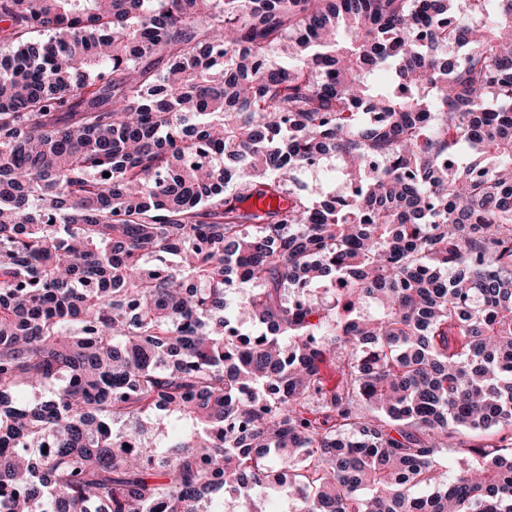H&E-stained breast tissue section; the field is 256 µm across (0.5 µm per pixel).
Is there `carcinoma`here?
Listing matches in <instances>:
<instances>
[{
	"label": "carcinoma",
	"mask_w": 512,
	"mask_h": 512,
	"mask_svg": "<svg viewBox=\"0 0 512 512\" xmlns=\"http://www.w3.org/2000/svg\"><path fill=\"white\" fill-rule=\"evenodd\" d=\"M0 46V512H512V0H0ZM336 167V158H331L330 160L326 161L323 164V167L317 171L308 170L299 173L297 175V179L299 182H302L303 184L316 181L320 183L325 190L331 191L334 187V184L338 182Z\"/></svg>",
	"instance_id": "obj_1"
}]
</instances>
